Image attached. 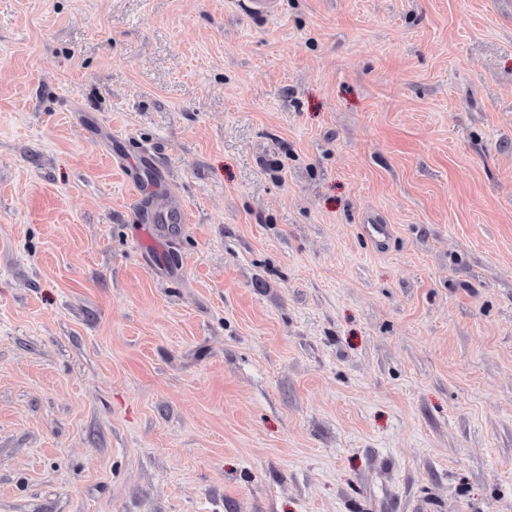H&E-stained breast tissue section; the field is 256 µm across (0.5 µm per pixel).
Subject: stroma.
<instances>
[{
	"label": "stroma",
	"instance_id": "35a3bbf8",
	"mask_svg": "<svg viewBox=\"0 0 512 512\" xmlns=\"http://www.w3.org/2000/svg\"><path fill=\"white\" fill-rule=\"evenodd\" d=\"M0 512H512V0H0Z\"/></svg>",
	"mask_w": 512,
	"mask_h": 512
}]
</instances>
